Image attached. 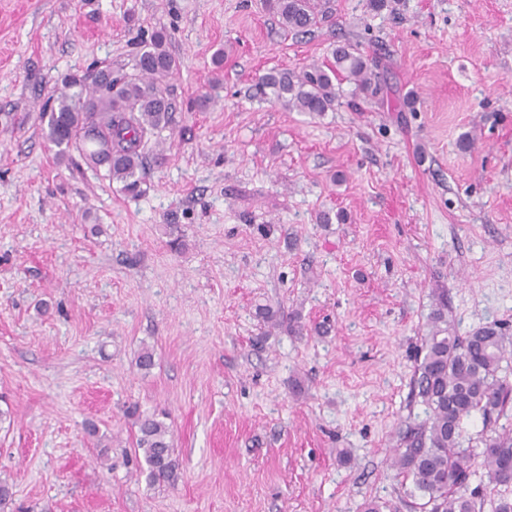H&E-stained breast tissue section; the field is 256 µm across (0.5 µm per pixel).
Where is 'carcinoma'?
I'll return each mask as SVG.
<instances>
[{
    "instance_id": "obj_1",
    "label": "carcinoma",
    "mask_w": 512,
    "mask_h": 512,
    "mask_svg": "<svg viewBox=\"0 0 512 512\" xmlns=\"http://www.w3.org/2000/svg\"><path fill=\"white\" fill-rule=\"evenodd\" d=\"M281 27L293 37L332 21L331 0H268ZM333 64L300 71L271 70L259 78L260 93L290 112L321 116L336 111L337 85L345 80L362 93L376 84V60L351 45L336 47ZM136 74H112L101 68L72 76L64 90L45 107L47 139L64 156L72 151L91 167H106L122 183V191L142 193L143 154L150 137L172 125L173 103L163 86L180 70V61L157 33L135 57ZM448 300L438 297L429 317V332L415 353L410 381L414 402L425 406V418L407 417L397 429V448L390 467L404 494L419 498L421 512H512V499H487L468 492L472 461L488 482L512 487V432L483 440L476 453L464 446L465 421L480 416L483 428L495 424L512 406V384L500 376L512 336L498 323H486L465 336L448 323ZM126 414L138 428L137 451L154 486L170 482L178 467L168 413L144 414L137 405Z\"/></svg>"
}]
</instances>
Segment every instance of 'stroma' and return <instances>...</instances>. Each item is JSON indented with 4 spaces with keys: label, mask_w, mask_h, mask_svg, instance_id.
<instances>
[{
    "label": "stroma",
    "mask_w": 512,
    "mask_h": 512,
    "mask_svg": "<svg viewBox=\"0 0 512 512\" xmlns=\"http://www.w3.org/2000/svg\"><path fill=\"white\" fill-rule=\"evenodd\" d=\"M158 31L175 124L132 197L40 112ZM348 43L376 94L342 83L322 116L256 95ZM442 293L458 334L512 336V0H336L299 38L265 0H0L6 512H414L389 463ZM132 403L168 412L174 484L142 473Z\"/></svg>",
    "instance_id": "stroma-1"
}]
</instances>
